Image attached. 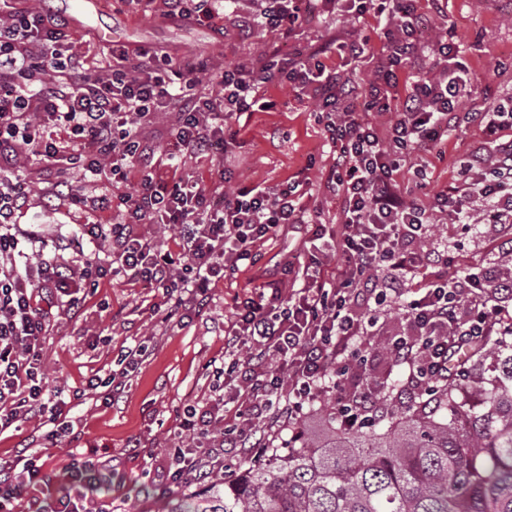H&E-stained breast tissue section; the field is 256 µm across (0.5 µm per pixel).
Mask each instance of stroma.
<instances>
[{"label": "stroma", "instance_id": "stroma-1", "mask_svg": "<svg viewBox=\"0 0 512 512\" xmlns=\"http://www.w3.org/2000/svg\"><path fill=\"white\" fill-rule=\"evenodd\" d=\"M506 0H448L445 14L435 17L432 27L420 34L429 41L453 29L456 42L476 75L474 91L466 104L468 111L483 109L512 94V13ZM78 0H28L29 7H49L65 20L68 34L77 48L101 49L95 36L98 28L111 27L119 42L130 49L146 48L167 52L173 59L194 57L204 60L209 70L248 65L274 51L279 59H298L322 44L335 32L357 30L371 38L374 51L387 41L386 30L351 17L322 11L311 12L290 37L277 38L258 32L248 41L227 30L216 41L208 27L177 20L140 17L129 13L121 0H103L100 9L82 10ZM273 108L247 112L228 121L225 166L231 187L276 186L306 173L311 192L321 210L324 224L336 222V201L324 189L333 163L329 134L314 111L315 102L291 83L269 91ZM472 138L461 130L449 132L441 153L427 155L434 188H442L459 176V161ZM14 173L30 177L32 187L24 208L12 221L34 232L37 241L28 248L29 264L56 259L76 265L80 255L99 257L110 265L108 256L83 233V213L67 201L48 195L54 173L42 170L35 158L20 157ZM305 225L292 224L258 248L256 266L244 267L209 290V303L184 317L171 316L160 290L113 276L99 281L96 291L80 300L77 308L56 302L52 307L53 328L42 352V368L49 390L70 394L83 391L82 399L68 404L67 419L73 441H62L41 449L48 469L61 470L71 454L111 459L112 512H159L171 491L165 485L169 448L178 432V413L187 404L208 397L213 382L211 364L224 359V324L235 296L254 287L275 282L291 289L295 274L308 260L302 249ZM434 242L447 243L456 257L457 268L481 262L501 279H512V229L492 224H475L462 230L457 224L438 225ZM291 273H281L284 263ZM400 311L382 313L371 345L359 365L346 377L350 389L373 383L390 386L397 378L387 344L402 333ZM147 345L146 355L124 379L118 401L107 400L104 389L92 390L88 382L117 367L121 350ZM44 430V419L35 414L0 432V462H9L27 449H35ZM141 444L139 455L128 453L131 440Z\"/></svg>", "mask_w": 512, "mask_h": 512}]
</instances>
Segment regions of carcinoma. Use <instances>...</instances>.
<instances>
[{"label":"carcinoma","mask_w":512,"mask_h":512,"mask_svg":"<svg viewBox=\"0 0 512 512\" xmlns=\"http://www.w3.org/2000/svg\"><path fill=\"white\" fill-rule=\"evenodd\" d=\"M471 379L474 404L459 399ZM381 431H346L326 410L325 436L297 429L263 463L240 466L164 512H512V343L460 362L448 383Z\"/></svg>","instance_id":"carcinoma-1"}]
</instances>
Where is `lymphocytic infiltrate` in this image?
Masks as SVG:
<instances>
[{
    "label": "lymphocytic infiltrate",
    "instance_id": "1",
    "mask_svg": "<svg viewBox=\"0 0 512 512\" xmlns=\"http://www.w3.org/2000/svg\"><path fill=\"white\" fill-rule=\"evenodd\" d=\"M128 12L187 24L208 25L224 38L223 0H121ZM304 0H244L233 17L242 38L265 30L292 32ZM328 10L360 19L384 20L393 33L367 86L342 81L324 64L338 53L360 60L371 56L367 37L328 40L305 61L283 68L274 57L255 64L207 74L192 60L173 62L168 55L145 56L122 44L108 49L104 73L88 78V56L76 50L58 19L29 8H11L0 23V430L39 409L48 410L56 442L70 428L60 405H46L41 351L52 327L40 305L48 296L67 297L71 287L91 292L104 274L95 259L70 265L42 261L18 270L32 234L10 218L27 197L6 165L22 154L46 169L73 172L81 187L69 191L71 203L88 221L85 235L110 254L112 273L162 289L176 308L199 310L211 284L259 260L257 247L291 224L311 227L315 249L302 269V284L290 295L280 289L255 290L235 299L224 328L221 396L187 406L180 430L216 451L208 468L221 463L226 449L247 456L266 448L268 428L296 420L311 404L342 391L343 429L362 427L387 413L388 397L343 391L352 344H370L381 311L399 307L406 336L388 347L395 366L406 374L404 391L413 394L448 379V365L466 346H483L492 336H512V283L493 278L475 263L446 277L453 264L449 249L429 247L439 224H512V97L465 112L475 75L453 39L428 43L416 37L426 17L408 0H324ZM412 70L415 80L401 104L389 90L397 71ZM290 81L311 91L324 112L336 159L325 186L338 201L337 230H328L311 207L309 181L227 191L224 178L202 182L179 176L185 158L207 160L223 169L219 154L228 120L266 105L270 84ZM213 91H205L204 83ZM361 99L362 111L346 108ZM394 111L388 125L372 113ZM173 113L172 136L164 160L139 133L142 123ZM463 128L473 137L460 162V176L439 192L420 198L430 182L424 160L448 132ZM110 170L111 185L98 184ZM407 172L409 186L396 179ZM139 189H122L129 179ZM108 213L111 223L99 222ZM137 224L177 226L178 254L162 250L133 231ZM339 254L334 274H326L323 254ZM189 258L173 277L175 256ZM236 406L233 420L225 404ZM108 479L110 462L80 458L70 464L62 495L50 512H96L87 493L89 473ZM49 477L39 453L23 456L18 474L0 476V512H15L23 497L41 492Z\"/></svg>",
    "mask_w": 512,
    "mask_h": 512
}]
</instances>
